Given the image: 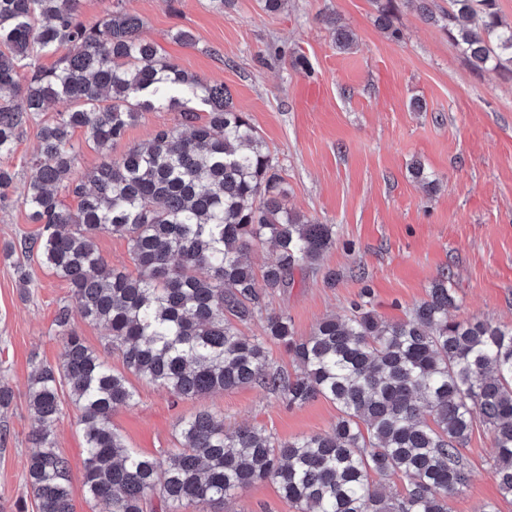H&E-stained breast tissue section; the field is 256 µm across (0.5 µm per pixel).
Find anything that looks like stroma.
I'll return each instance as SVG.
<instances>
[{
  "label": "stroma",
  "instance_id": "obj_1",
  "mask_svg": "<svg viewBox=\"0 0 512 512\" xmlns=\"http://www.w3.org/2000/svg\"><path fill=\"white\" fill-rule=\"evenodd\" d=\"M122 5L144 19L145 36L165 55L229 88L276 154L289 207L335 225L336 243L316 272L296 275L293 288L268 299L297 335H310L324 317L348 314L365 287L384 320L406 319L444 270L458 300L450 318L512 324V68L473 70L454 37L422 19L416 0H397L396 40L378 29L375 0H287L275 13L264 11L262 0H233L221 11L210 0ZM335 19L352 31L351 47L337 45ZM177 27L191 31L196 46L174 41ZM415 99L425 111L412 109ZM56 112L49 106L22 129L9 160L16 186L28 179L40 131ZM178 120L165 109L143 113L113 155ZM416 160L437 178L436 191L411 177ZM38 230L17 200L0 206V247L14 248L0 255V384L13 393L0 415V512H15L20 500L36 512L25 468L34 427L28 379L33 364H59L53 320L70 298L67 282L24 251ZM22 268L30 274L25 285ZM130 383L134 400L113 413L112 425L147 455L177 446L180 421L201 410L221 414L227 427L254 425L283 439L326 432L338 415L328 400L291 408L256 385L180 399L135 376ZM54 433L69 462L74 512H102L82 486L85 452L72 404ZM464 453L470 479L448 512H475L483 503L512 512L486 465L493 448L484 427H475ZM207 512L297 510L269 482Z\"/></svg>",
  "mask_w": 512,
  "mask_h": 512
}]
</instances>
